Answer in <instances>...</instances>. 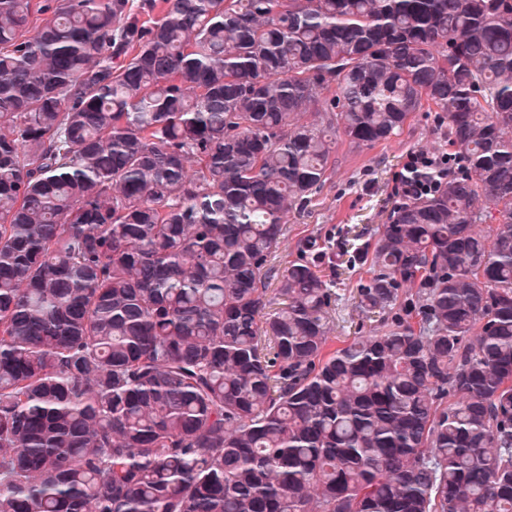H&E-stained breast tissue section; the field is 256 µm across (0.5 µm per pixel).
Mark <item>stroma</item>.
<instances>
[{"mask_svg":"<svg viewBox=\"0 0 512 512\" xmlns=\"http://www.w3.org/2000/svg\"><path fill=\"white\" fill-rule=\"evenodd\" d=\"M451 150L448 124L435 111L414 113L397 136L369 149L350 148L344 137H337L336 166L329 180L304 210L289 214L275 260L277 269H285L297 257L298 243L304 237L329 239L337 245L335 256L322 267L336 290L331 347L356 336L361 316L354 296L368 276L367 267H350L346 244L357 235L365 242L375 241L399 201L393 176L409 152L436 156Z\"/></svg>","mask_w":512,"mask_h":512,"instance_id":"obj_1","label":"stroma"}]
</instances>
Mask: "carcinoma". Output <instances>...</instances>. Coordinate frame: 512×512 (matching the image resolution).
Masks as SVG:
<instances>
[{
  "label": "carcinoma",
  "instance_id": "cac0c4a2",
  "mask_svg": "<svg viewBox=\"0 0 512 512\" xmlns=\"http://www.w3.org/2000/svg\"><path fill=\"white\" fill-rule=\"evenodd\" d=\"M427 107L331 350L288 213ZM0 512H512V0H0Z\"/></svg>",
  "mask_w": 512,
  "mask_h": 512
}]
</instances>
